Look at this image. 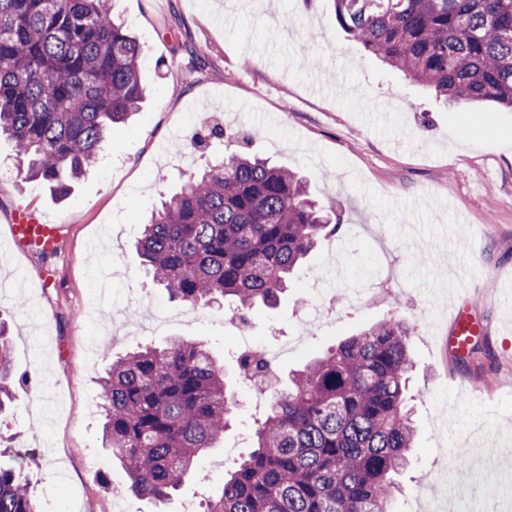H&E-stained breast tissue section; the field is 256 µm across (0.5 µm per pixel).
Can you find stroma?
Here are the masks:
<instances>
[{
	"label": "stroma",
	"mask_w": 512,
	"mask_h": 512,
	"mask_svg": "<svg viewBox=\"0 0 512 512\" xmlns=\"http://www.w3.org/2000/svg\"><path fill=\"white\" fill-rule=\"evenodd\" d=\"M115 11L144 49L148 99L113 130L70 199L20 180L13 145L0 139V319L16 379L13 405L0 414V454L23 471L31 493L57 490L72 512H182L201 486L220 490L248 456L260 399L236 413L221 447L198 458L170 500L127 494L124 468L101 446L107 355L89 351L93 341L121 355L170 336L204 340L243 392L224 306L171 301L132 243L135 217L163 194L208 162L248 149L336 198L348 229L321 241L276 307L251 311L266 344H290L277 361L279 387L364 326L407 318L418 435L396 477L403 493L395 512H414L407 490L439 487L448 458L476 427L501 431L499 458L512 468V112L491 102L448 107L412 87L337 26L332 0H115ZM181 43L204 69L177 52ZM307 58L314 68L302 69ZM204 115L234 139L202 135ZM253 130L260 137L247 142ZM18 213L59 226L54 253L9 240ZM391 270L413 294L379 288ZM453 300L486 329L472 340L492 353L483 371L444 345ZM467 464L454 476L462 489L455 512L492 496L512 503V485L490 492L474 479L477 457Z\"/></svg>",
	"instance_id": "1"
}]
</instances>
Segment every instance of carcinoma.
Segmentation results:
<instances>
[{"mask_svg": "<svg viewBox=\"0 0 512 512\" xmlns=\"http://www.w3.org/2000/svg\"><path fill=\"white\" fill-rule=\"evenodd\" d=\"M336 24L448 104L512 112V0H332ZM143 49L102 0H0V136L24 177L67 199L112 128L145 99ZM333 200L256 155L230 153L161 202L136 250L171 299L229 302L246 321L274 306L319 241L340 235ZM413 326L388 318L295 371L253 434V451L206 498L205 512H393L394 475L414 443L407 390ZM249 378L267 368L240 355ZM8 325L0 321V411L12 403ZM105 446L127 491L164 501L223 440L237 405L201 340L170 339L113 358L101 380ZM0 512H41L21 470L0 464Z\"/></svg>", "mask_w": 512, "mask_h": 512, "instance_id": "cac0c4a2", "label": "carcinoma"}]
</instances>
